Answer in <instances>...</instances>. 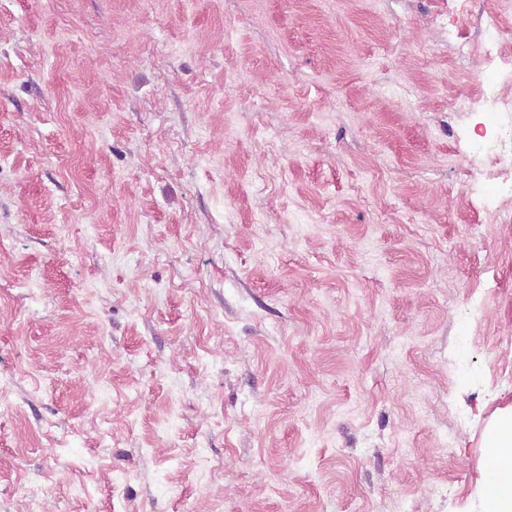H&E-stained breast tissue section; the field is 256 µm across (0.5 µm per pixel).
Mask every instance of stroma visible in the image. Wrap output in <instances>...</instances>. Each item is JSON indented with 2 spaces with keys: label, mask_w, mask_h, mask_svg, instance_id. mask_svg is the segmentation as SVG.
<instances>
[{
  "label": "stroma",
  "mask_w": 512,
  "mask_h": 512,
  "mask_svg": "<svg viewBox=\"0 0 512 512\" xmlns=\"http://www.w3.org/2000/svg\"><path fill=\"white\" fill-rule=\"evenodd\" d=\"M490 34L512 0H0V512H468Z\"/></svg>",
  "instance_id": "stroma-1"
}]
</instances>
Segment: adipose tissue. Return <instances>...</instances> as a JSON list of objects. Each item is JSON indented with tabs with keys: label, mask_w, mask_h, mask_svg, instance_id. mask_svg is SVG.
Instances as JSON below:
<instances>
[{
	"label": "adipose tissue",
	"mask_w": 512,
	"mask_h": 512,
	"mask_svg": "<svg viewBox=\"0 0 512 512\" xmlns=\"http://www.w3.org/2000/svg\"><path fill=\"white\" fill-rule=\"evenodd\" d=\"M481 452L501 463L488 488L474 500L472 512H512V403L496 407L486 419Z\"/></svg>",
	"instance_id": "obj_1"
}]
</instances>
